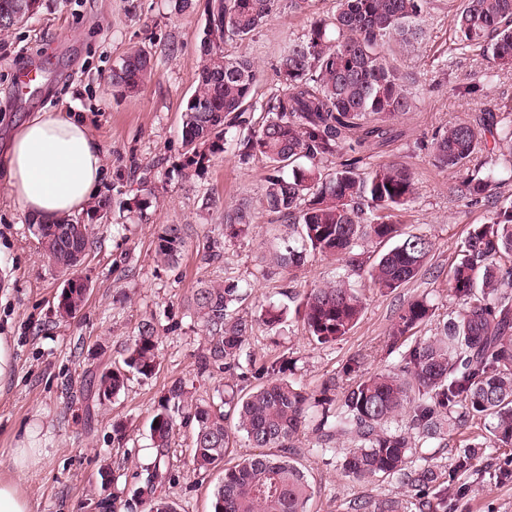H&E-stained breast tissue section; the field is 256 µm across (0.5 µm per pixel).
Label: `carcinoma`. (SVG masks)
I'll list each match as a JSON object with an SVG mask.
<instances>
[{"label":"carcinoma","mask_w":512,"mask_h":512,"mask_svg":"<svg viewBox=\"0 0 512 512\" xmlns=\"http://www.w3.org/2000/svg\"><path fill=\"white\" fill-rule=\"evenodd\" d=\"M40 0H0V32L24 23ZM286 3L298 13L313 12L314 0H206L205 24L198 37L197 86L181 114L184 168L200 175L211 159L233 149L236 156L264 159L260 207L290 222L296 241L265 254V261L289 272L307 254L336 256L353 269L362 265L357 247L371 240L393 242L369 272L375 287L395 290L426 265L431 240L403 233L394 220L414 199L409 168L379 164L360 169L361 153L384 136L383 122L414 108L409 84L414 78L389 61L390 43L411 44L421 35L420 22L432 0H336L335 10L313 18L304 37L290 43L276 65L280 87L267 102L258 123L255 90L260 72L253 61L224 52V46L253 35ZM452 45L488 58L495 68H512V0H457L452 11ZM152 54L137 48L112 68L115 92L132 95L154 75ZM512 98L487 103L482 116L448 126L430 146L434 165L465 172L461 197L491 204L489 221L474 226L460 248L448 279V290L460 303L433 336L420 339L400 355L398 368L359 377L336 402V378L319 391L288 379V359L256 365L247 352L256 321L235 314L247 291L235 284L205 283L193 290L191 315L209 338L210 358L224 371L262 380L224 406L193 399L182 382L174 383L150 426L155 460L147 469V512H177L157 494L168 482L167 459L178 426L193 424L194 470H208L231 453L234 435L261 452L224 469L214 488L210 512H310L312 486L297 460L295 441L311 429L314 452L336 451L351 442L343 470L353 481L394 478L418 498L355 497L346 512H446V473L415 459V449L444 441L448 428L482 427L484 442L512 447V194L500 188L512 183ZM486 153L493 167L470 168L475 154ZM342 157L329 171L324 161ZM141 193L122 202L130 218H145L156 199L151 173L141 178ZM112 213L108 195L92 201L84 215L53 224L30 222L48 265L65 277L80 276L94 245L91 214ZM255 223L254 208L239 202L224 209V236L236 238ZM185 246L180 224H165L155 243L156 262L175 265ZM295 316L311 340L331 344L359 320L360 294L343 284L312 288L295 299ZM432 309L413 299L399 310L390 334L392 344L411 337L429 321ZM162 336L154 322L139 324L123 365L90 376L98 396L115 397L125 388L128 372L148 377L157 368ZM248 358V369L240 359ZM407 417V428L389 424ZM234 418V426L227 424ZM478 444L455 449L453 466H475Z\"/></svg>","instance_id":"obj_1"}]
</instances>
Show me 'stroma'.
<instances>
[{"label":"stroma","mask_w":512,"mask_h":512,"mask_svg":"<svg viewBox=\"0 0 512 512\" xmlns=\"http://www.w3.org/2000/svg\"><path fill=\"white\" fill-rule=\"evenodd\" d=\"M136 14L127 0H43L26 24L0 33V338L10 345L12 364L0 382V475L12 473L18 448H43L47 454L23 488L34 512H146L144 478L153 460L151 421L173 383L183 382L195 397L219 401L239 389L236 372H201L209 338L188 309L202 280L250 286L251 296L237 311L256 320L249 349L257 362L288 358L291 380L308 390L327 378L345 388L352 378L391 371L399 351L386 343L400 306L426 300L433 315L417 336L433 335L443 319L459 308L448 290V273L472 225L484 223L487 203L471 204L458 192L459 173L434 166L428 147L448 125L478 116L490 99L512 97V69L484 79L483 64L473 53L449 54L448 0H434L423 25L427 36L414 48H393L390 58L414 72L415 108L390 120L385 146L366 152L363 168L397 163L414 175L413 203L400 216L407 233L426 235L433 244L424 271L394 292L374 288L368 269L384 245L367 243L364 270L341 260L308 257L290 275L262 267V252L275 248L290 229L277 215L257 211L256 222L242 235L226 239L220 264L205 261L208 236L222 222L209 199L225 205L257 201L266 165L261 158L214 157L204 174L184 177L181 112L196 88L197 42L206 0L178 14L168 0H138ZM311 16L280 8L253 36L229 43L231 53L255 62L261 72L256 98L267 101L277 85L275 65L288 42L302 37ZM150 48L156 61L151 81L136 94L114 96L109 75L130 49ZM40 61L39 86L22 95L18 73ZM472 94H458L461 86ZM40 112L83 124L99 143L105 174L101 193L120 204L136 193L143 170H151L157 200L146 220L125 222L112 213L95 227V243L82 274L90 290L75 318L57 313L62 279L47 264L29 218L7 186L5 148L22 119ZM163 224L187 228V244L172 267L154 261L157 232ZM346 281L363 297L359 322L335 343L310 341L294 315L275 327L259 324L262 306L291 307V294L328 281ZM160 327V365L150 377L130 374L126 387L111 400L92 396L88 371L122 365L139 322ZM192 429L180 427L169 454L170 480L162 489L177 512H209L210 496L223 468L196 472L191 465ZM456 430L447 447L431 444L418 451L427 464L448 473L450 487L465 486L462 498H449L448 512H512V448L483 449L475 470L455 471L452 449L472 442ZM312 432L298 441L299 460L310 473L311 512H345L359 495L384 498L403 494L397 480L356 483L342 469L345 443L333 453H312ZM108 480H101V472Z\"/></svg>","instance_id":"1"}]
</instances>
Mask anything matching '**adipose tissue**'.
Returning <instances> with one entry per match:
<instances>
[{
	"label": "adipose tissue",
	"instance_id": "ef3b65f1",
	"mask_svg": "<svg viewBox=\"0 0 512 512\" xmlns=\"http://www.w3.org/2000/svg\"><path fill=\"white\" fill-rule=\"evenodd\" d=\"M104 175L102 150L81 124L44 114L25 121L9 151L8 185L26 215L47 224L73 215L94 198ZM40 451L19 448L17 476L0 477V512H32L19 476L36 467Z\"/></svg>",
	"mask_w": 512,
	"mask_h": 512
}]
</instances>
